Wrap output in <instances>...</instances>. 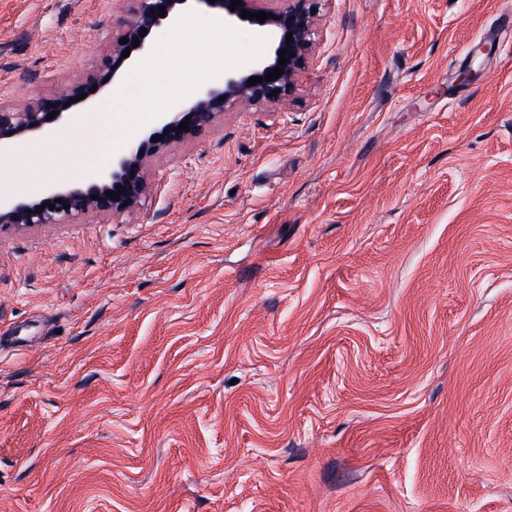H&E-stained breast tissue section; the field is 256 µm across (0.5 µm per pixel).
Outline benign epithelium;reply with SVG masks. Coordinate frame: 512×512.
<instances>
[{"label": "benign epithelium", "mask_w": 512, "mask_h": 512, "mask_svg": "<svg viewBox=\"0 0 512 512\" xmlns=\"http://www.w3.org/2000/svg\"><path fill=\"white\" fill-rule=\"evenodd\" d=\"M191 0H129L121 10L118 24L120 37L104 53L93 68L78 82L67 86L54 95L39 97L25 107H9L0 104V154L8 152L28 139L40 136L61 125L74 107H96L102 93L120 81L149 48L148 38L153 29L172 25L186 13ZM210 7L224 10V19L244 21L256 27L260 35L271 41L270 53L237 71L226 72L210 85L198 90L190 99L178 105L175 112L158 116L156 126L119 157L112 160L111 170L102 179L87 186H56L44 188L38 196L22 197L8 210H0V229L4 227H35L44 224H70L87 215L120 216L141 208L149 196L152 183L148 163L151 157L169 149L187 144L224 117V113L236 110L262 109L284 104L297 91L298 78L313 51L314 36L320 0H240L241 6L232 11L231 0H199ZM165 10H160V7ZM264 12L266 21L243 18V11ZM157 16H152V13ZM165 16L160 17L158 13ZM144 37H139L142 29ZM293 40L287 41L286 35ZM127 43H122V38ZM140 38V43L133 39ZM131 49L127 58L125 49ZM286 51L288 63L283 74L271 81L263 76L279 66V51ZM262 82L248 84L252 77ZM277 95H272V92ZM84 99H78L80 95ZM57 112L49 120L48 114ZM188 130H179L183 121ZM163 140L154 142L152 137ZM112 191L119 194L113 200L107 196ZM53 207H43V203Z\"/></svg>", "instance_id": "1"}]
</instances>
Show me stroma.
<instances>
[{"instance_id": "obj_1", "label": "stroma", "mask_w": 512, "mask_h": 512, "mask_svg": "<svg viewBox=\"0 0 512 512\" xmlns=\"http://www.w3.org/2000/svg\"><path fill=\"white\" fill-rule=\"evenodd\" d=\"M506 2L323 0L295 99L153 158L140 210L0 230V512H512ZM122 5L0 0V103Z\"/></svg>"}]
</instances>
